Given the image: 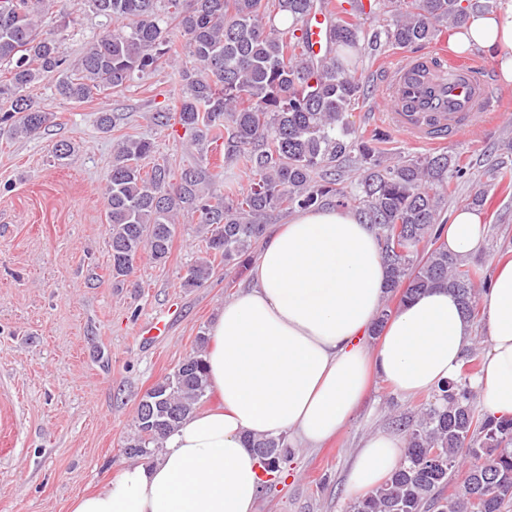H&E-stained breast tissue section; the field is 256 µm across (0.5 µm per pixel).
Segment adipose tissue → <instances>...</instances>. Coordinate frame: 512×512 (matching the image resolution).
<instances>
[{"label":"adipose tissue","mask_w":512,"mask_h":512,"mask_svg":"<svg viewBox=\"0 0 512 512\" xmlns=\"http://www.w3.org/2000/svg\"><path fill=\"white\" fill-rule=\"evenodd\" d=\"M454 45L486 51L512 84V0L469 10ZM443 238L454 254L477 252L480 217L456 210ZM385 280L377 237L357 214L296 213L266 237L250 286L219 305L209 328V385L220 406L189 416L157 456L76 497L71 512H256L262 469L248 439L276 436L291 448H314L352 419L372 377L405 395L456 379L474 329L444 289L402 305L368 351ZM484 308L487 350L473 383L482 412L512 418V261L496 267ZM403 455L401 437L370 436L354 456L349 492L378 487Z\"/></svg>","instance_id":"ef3b65f1"}]
</instances>
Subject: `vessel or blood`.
<instances>
[{"label": "vessel or blood", "instance_id": "obj_1", "mask_svg": "<svg viewBox=\"0 0 512 512\" xmlns=\"http://www.w3.org/2000/svg\"><path fill=\"white\" fill-rule=\"evenodd\" d=\"M386 72L385 126L427 147L475 136L483 120L511 102L490 82L482 59L444 47L388 65Z\"/></svg>", "mask_w": 512, "mask_h": 512}]
</instances>
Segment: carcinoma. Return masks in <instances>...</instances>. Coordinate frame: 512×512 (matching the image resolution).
Returning a JSON list of instances; mask_svg holds the SVG:
<instances>
[{
	"label": "carcinoma",
	"instance_id": "cac0c4a2",
	"mask_svg": "<svg viewBox=\"0 0 512 512\" xmlns=\"http://www.w3.org/2000/svg\"><path fill=\"white\" fill-rule=\"evenodd\" d=\"M115 26L87 44L76 64L59 52L57 29L42 31L46 0H0V124L16 137H31L53 123V114L26 94L47 74L57 73V93L84 102L103 89L121 90L134 74L153 70L177 55L173 30L186 42L197 67L181 73L183 95L173 108L154 113L165 127L180 125L195 141L223 148L246 188L210 190L218 175L207 163L175 174L165 160L145 169L150 139L117 142L106 188V218L112 282L125 283L143 252L162 264L168 258L182 212L207 226L205 252L224 269L246 266L266 224L286 213L319 206L354 211L371 225L388 267L386 295L398 304L433 288L447 287L469 317L478 314L476 289L491 278L441 242L448 179L466 171L449 153L390 161L354 136L349 110L364 86L336 53L357 48L364 30L328 11L330 0H79ZM390 14L371 46L383 41L408 47L435 41L467 18L460 0H371V11ZM326 12L325 45L310 47L306 24ZM292 17L281 28L275 18ZM359 172L342 185L346 165ZM209 261L191 266L184 286H204ZM480 352L466 357L458 378L442 386L420 415L401 417L403 461L386 481L355 500L350 512H504L512 504V419L479 413L472 378ZM204 355L186 356L172 374L153 385L137 406V434L126 443L151 457L165 436L207 396ZM269 478H279L290 450L278 437L248 440ZM466 481L446 498L440 489L462 460Z\"/></svg>",
	"mask_w": 512,
	"mask_h": 512
}]
</instances>
